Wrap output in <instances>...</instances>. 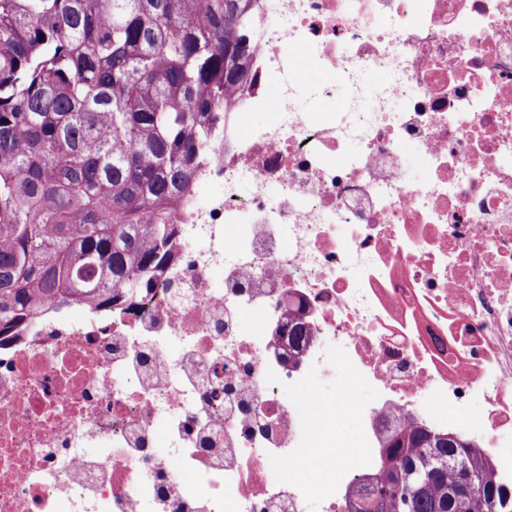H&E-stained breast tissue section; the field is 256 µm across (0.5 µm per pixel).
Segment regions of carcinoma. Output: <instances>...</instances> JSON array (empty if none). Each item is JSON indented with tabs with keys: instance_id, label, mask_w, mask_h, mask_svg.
I'll return each instance as SVG.
<instances>
[{
	"instance_id": "cac0c4a2",
	"label": "carcinoma",
	"mask_w": 512,
	"mask_h": 512,
	"mask_svg": "<svg viewBox=\"0 0 512 512\" xmlns=\"http://www.w3.org/2000/svg\"><path fill=\"white\" fill-rule=\"evenodd\" d=\"M251 6L0 0V346L48 300L131 302L177 259L174 204L249 79ZM353 495L356 512H512L469 442L416 426Z\"/></svg>"
}]
</instances>
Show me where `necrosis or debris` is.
<instances>
[{"label":"necrosis or debris","instance_id":"4bbe7bcc","mask_svg":"<svg viewBox=\"0 0 512 512\" xmlns=\"http://www.w3.org/2000/svg\"><path fill=\"white\" fill-rule=\"evenodd\" d=\"M248 34L177 264L0 348V512H350L395 417L512 498V0H255Z\"/></svg>","mask_w":512,"mask_h":512}]
</instances>
